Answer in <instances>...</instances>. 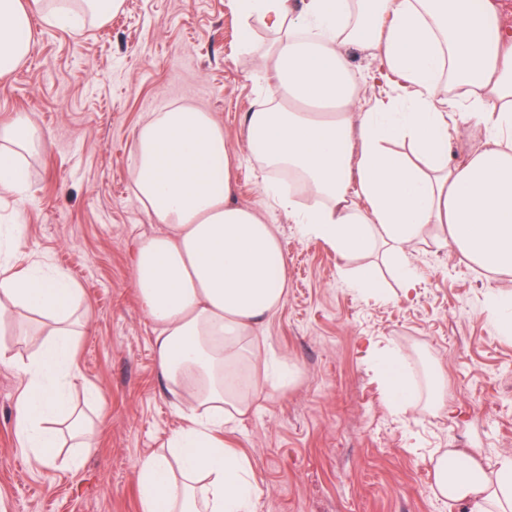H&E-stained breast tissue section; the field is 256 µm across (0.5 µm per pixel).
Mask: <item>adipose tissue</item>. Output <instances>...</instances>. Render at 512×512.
<instances>
[{
    "label": "adipose tissue",
    "instance_id": "adipose-tissue-1",
    "mask_svg": "<svg viewBox=\"0 0 512 512\" xmlns=\"http://www.w3.org/2000/svg\"><path fill=\"white\" fill-rule=\"evenodd\" d=\"M124 0H0V79L27 59L33 21L78 32L111 19ZM252 48L251 23L277 38L258 59L275 78L247 116L264 195L323 240L339 260L382 248L404 284L412 251L430 241L462 260L512 276V27L492 0H232ZM369 51L372 79L395 84L370 104L355 95L344 47ZM473 125L481 147L449 163L453 132ZM41 140L24 114L0 123V189L24 195L22 153ZM302 178L285 193L275 172ZM135 194L158 233L141 239L135 286L154 326L159 374L178 394L181 426L164 451L135 468L141 512H253L260 489L248 459L224 437L227 418L250 412L260 389L280 387L262 334L286 297L287 259L275 225L233 200L223 129L210 113L174 108L144 123L132 164ZM81 296L63 273L0 268V330L18 309L52 322L36 352L0 364L25 385L13 410L22 448L56 460L61 429L80 447L91 432L68 400L78 381L71 319ZM389 404L416 388L402 356L377 359ZM436 487L471 512H512V456L487 473L466 448L435 461Z\"/></svg>",
    "mask_w": 512,
    "mask_h": 512
}]
</instances>
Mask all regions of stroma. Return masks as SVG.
<instances>
[{"instance_id":"stroma-1","label":"stroma","mask_w":512,"mask_h":512,"mask_svg":"<svg viewBox=\"0 0 512 512\" xmlns=\"http://www.w3.org/2000/svg\"><path fill=\"white\" fill-rule=\"evenodd\" d=\"M239 28L230 0H125L79 35L35 23L26 62L0 80V123L26 114L44 141L27 161L25 204L0 194V226L23 228L14 270L40 261L81 291L71 401L96 431L78 469L65 462L70 435L53 465L22 449L13 408L24 380L0 365V512H140L135 467L181 424L135 288L136 245L159 226L131 175L140 126L175 107L223 128L235 200L278 225L288 259V293L263 334L292 379L225 432L262 490L254 512H468L436 496L437 450L475 449L490 470L512 456V337L486 309L506 278L422 245L410 257L413 288L377 253L364 261L384 294L352 288L335 252L262 193L245 117L266 86L257 55L270 35L257 29L253 53H242ZM386 350L407 353L419 403L431 400L424 374L442 376L444 406L391 410L372 368Z\"/></svg>"}]
</instances>
